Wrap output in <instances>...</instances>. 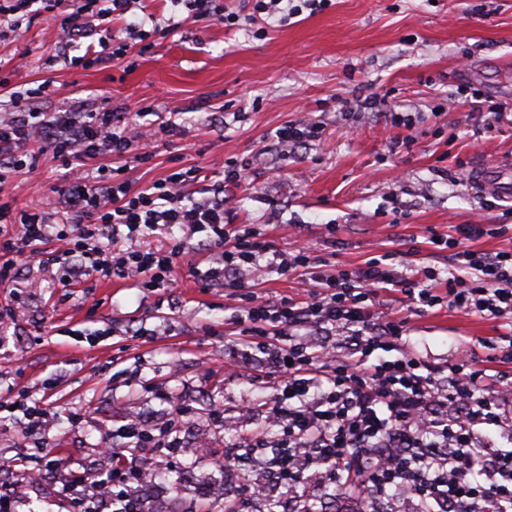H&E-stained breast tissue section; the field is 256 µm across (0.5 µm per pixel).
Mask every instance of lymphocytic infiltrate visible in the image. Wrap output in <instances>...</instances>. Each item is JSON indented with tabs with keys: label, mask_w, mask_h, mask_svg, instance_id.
Masks as SVG:
<instances>
[{
	"label": "lymphocytic infiltrate",
	"mask_w": 512,
	"mask_h": 512,
	"mask_svg": "<svg viewBox=\"0 0 512 512\" xmlns=\"http://www.w3.org/2000/svg\"><path fill=\"white\" fill-rule=\"evenodd\" d=\"M142 0H0V42L16 32L21 18L53 21L56 59L85 68L122 63L128 44L111 47L112 21L140 8ZM185 6L183 22L223 18L229 26L254 24L259 14L293 18L321 10L325 0H245L242 10L219 15L215 0H170ZM153 33L169 36L180 23L148 14ZM97 49L78 54L84 39ZM49 83L23 94L0 81V189L20 172H32L43 155L62 170L58 201L32 210L0 203V288L18 285V265L35 262L55 269L60 283L133 281L153 293L176 287L178 260L195 233H206L210 267L199 273L202 287L220 286L236 301L232 335L224 345L236 374H262L274 404L265 429L239 434L224 451V465L241 466L240 449H251L288 492L315 478L336 485L357 505L408 487L418 512H512V449L485 435L493 426L512 435V390L480 368L474 352L460 351L454 363L426 361L407 339L408 317L384 309L380 294L392 290L414 305L437 306L504 319L503 341L490 363H512V250L493 254L468 248L486 235V225H462L455 234H430L453 253L445 279L424 287L425 267L408 253H387L363 267L326 264L311 247L271 250L246 225L236 223L234 194L249 185L247 163H222V178L201 185L196 167H178L165 177L135 186L125 174L144 164L145 133L120 109L102 111L77 102L44 110ZM183 237L145 246L147 233L172 227ZM57 240L51 250L47 241ZM266 258L268 271L309 283L307 299L263 298L249 278ZM395 352L373 361L375 351ZM171 418L152 432L140 420L113 429L106 446L176 448L191 420L174 401ZM133 471L107 476L74 471L63 488L68 512H140Z\"/></svg>",
	"instance_id": "1"
}]
</instances>
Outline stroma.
<instances>
[{
  "instance_id": "obj_1",
  "label": "stroma",
  "mask_w": 512,
  "mask_h": 512,
  "mask_svg": "<svg viewBox=\"0 0 512 512\" xmlns=\"http://www.w3.org/2000/svg\"><path fill=\"white\" fill-rule=\"evenodd\" d=\"M56 31L37 20L0 45V79L23 88L50 82L53 104L86 100L93 109L138 113L149 162L128 171L144 185L172 165L199 167L219 180L229 158L252 162L250 188L236 192L237 221L250 225L274 249L310 241L315 254L349 268L401 249L419 251L424 265L446 270V254H434L428 229L455 224H503L499 236L469 240L482 252L512 250V200L487 207L463 179L466 169L494 157H512V122L486 129L480 107L462 102L478 90L488 103L512 109V0H331L324 11L280 24L265 17L246 29L183 26L177 34L151 36L146 52L131 50L124 67L101 64L67 68L51 63ZM23 53L28 65L9 59ZM375 99L371 111H354L356 98ZM223 112L224 128L210 126ZM180 115L181 134L161 125ZM411 113L413 145L394 144L391 113ZM307 116L325 126V141L297 156L268 151L275 130ZM60 169L42 159L38 169L13 177L5 199L34 209L61 187ZM211 258L198 245L183 257L173 294L143 296L131 282L62 286L54 270L24 268L38 280L18 321L0 338V386L49 399L50 436L65 470L48 468L39 436H23L14 420L0 418V460H19L42 473L34 485L0 469L12 485L17 512H64L66 469L107 472L99 443L126 418L150 427L167 419L158 391L178 395L196 425L181 447L140 448L129 454L145 466L140 487L146 512H225L237 499L239 475L215 467L239 433L259 428L273 391L225 373L224 318L233 299L223 288H203L192 272ZM215 334H206V326ZM146 327L148 337L130 335ZM409 339L422 356L444 363L457 350L486 355L498 321L451 309L414 311ZM215 364L210 378L200 363ZM58 380L55 393L43 388ZM224 411L233 424L216 423ZM81 413L80 423L68 420Z\"/></svg>"
}]
</instances>
